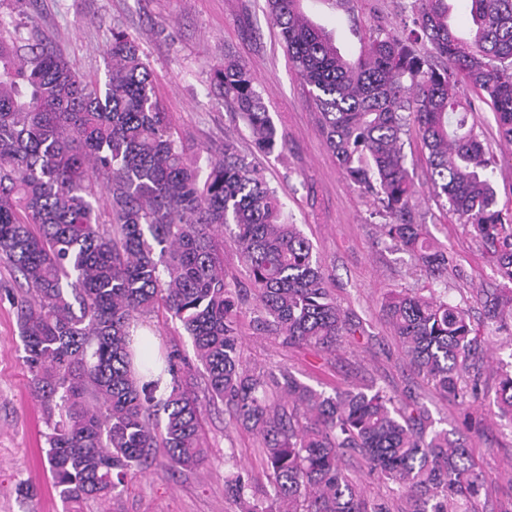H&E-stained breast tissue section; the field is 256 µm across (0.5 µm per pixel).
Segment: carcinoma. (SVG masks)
<instances>
[{
  "label": "carcinoma",
  "mask_w": 512,
  "mask_h": 512,
  "mask_svg": "<svg viewBox=\"0 0 512 512\" xmlns=\"http://www.w3.org/2000/svg\"><path fill=\"white\" fill-rule=\"evenodd\" d=\"M467 38L448 21V0H411L415 28L378 31L357 57L340 53L301 0H267L288 60L320 113L327 148L345 177L371 194L390 244L447 284L448 251L414 216L415 187L403 136L428 151L434 192L495 256L487 319L512 322V215L497 208L491 160L468 125L456 85L478 89L512 142V0H467ZM426 39L437 67L415 45ZM104 82L73 70L38 37L0 35V261L21 276L24 360L50 433L49 470L61 497L106 498L153 467L195 471L209 448L205 398L262 440L272 494L258 501L240 472L224 491L240 512H390L372 502L344 464L361 456L400 493L397 512H468L485 482L459 440L428 410L381 388L335 395L290 373L242 360L239 309L219 240L234 226L253 290L254 329L322 352L357 333L336 303L313 247L260 171L224 137L207 168L175 130L139 45L112 30ZM224 105L256 148L284 149L257 78L233 59L213 69ZM164 311L191 339L197 366L173 345L153 370L150 340L135 348L137 320ZM385 312L411 369L461 401L482 339L468 312L437 289H406ZM497 407L512 416V363L500 368Z\"/></svg>",
  "instance_id": "obj_1"
}]
</instances>
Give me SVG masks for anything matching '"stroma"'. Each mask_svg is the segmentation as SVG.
<instances>
[{
	"instance_id": "1",
	"label": "stroma",
	"mask_w": 512,
	"mask_h": 512,
	"mask_svg": "<svg viewBox=\"0 0 512 512\" xmlns=\"http://www.w3.org/2000/svg\"><path fill=\"white\" fill-rule=\"evenodd\" d=\"M312 20L324 26L342 54L358 53L376 29L411 25L409 0H304ZM0 19L21 31L38 30L84 75L104 79V48L113 29L136 38L153 75L155 91L182 136L201 158L217 155L233 137L288 205V218L313 246L328 286L359 326L334 353L256 335L253 313L242 308V353L252 367L290 372L299 382L331 395L376 387L424 404L435 428L452 430L468 448L487 482L477 512H512V418L495 405L496 361H512V332L496 329L483 314L482 291L495 287L494 262L470 225L435 198L428 180L427 151L418 136L404 138L406 165L417 189V211L431 237L447 248L453 270L448 297L464 307L490 340L479 361L478 400L441 396L407 364L384 311L402 289L429 287L414 258L391 249L381 231L377 204L350 183L328 150L318 114L284 53L266 13V0H32L18 14L14 0H0ZM255 73L264 103L286 134L281 154L254 146L241 118L229 112L211 84L225 57ZM457 94L472 103V122L494 161L497 203L512 213V144L501 141L495 115L476 90L460 82ZM18 275L0 262V512H239L225 495L231 469L247 473L257 496L269 486L261 442L235 427L224 403L203 407L202 427L210 456L197 471L155 468L126 480L106 499L64 502L46 462V416L34 399L17 322Z\"/></svg>"
}]
</instances>
